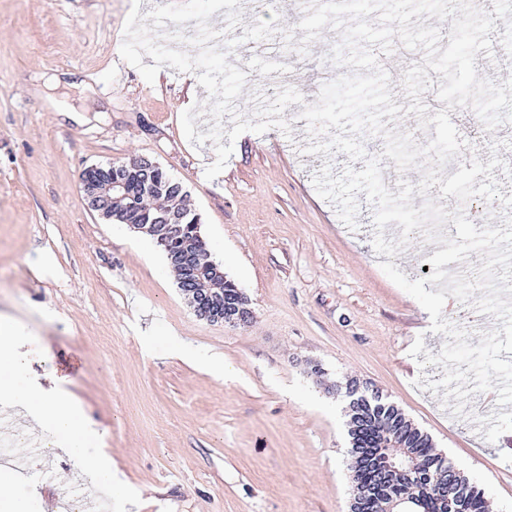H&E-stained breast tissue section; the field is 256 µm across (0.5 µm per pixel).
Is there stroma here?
I'll return each instance as SVG.
<instances>
[{"instance_id": "35a3bbf8", "label": "stroma", "mask_w": 512, "mask_h": 512, "mask_svg": "<svg viewBox=\"0 0 512 512\" xmlns=\"http://www.w3.org/2000/svg\"><path fill=\"white\" fill-rule=\"evenodd\" d=\"M131 2L0 0V316L19 326L28 379L68 376L99 433L94 448L124 473L139 512H348L351 380L427 433L483 489L486 512H512V410L484 409L477 393L458 417L418 386L444 370L420 366L410 347L420 337L439 354L445 335L431 333L429 314L383 272L372 206L360 201L358 226L348 228L313 186L323 164L337 175L364 167L340 152L306 151L300 112L318 98L332 28L304 41L308 0H277L260 14L242 8V44L228 57L247 74L238 113L253 117L255 97L285 86L303 102L284 112L290 132L245 133L209 181L213 142L188 141L181 126L196 75L167 66L151 85L120 56ZM274 14L273 36L243 40L245 27ZM49 96L77 118L48 111ZM135 158L181 184L212 259L249 300V323L197 317L155 243L88 210L82 172ZM175 336L233 374L175 355ZM7 421L19 438L0 450L12 483L0 512H65L74 484L89 505L115 512L111 486L85 480L18 415Z\"/></svg>"}]
</instances>
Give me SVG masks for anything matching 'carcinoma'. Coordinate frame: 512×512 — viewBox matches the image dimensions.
Listing matches in <instances>:
<instances>
[{
	"instance_id": "1",
	"label": "carcinoma",
	"mask_w": 512,
	"mask_h": 512,
	"mask_svg": "<svg viewBox=\"0 0 512 512\" xmlns=\"http://www.w3.org/2000/svg\"><path fill=\"white\" fill-rule=\"evenodd\" d=\"M97 168L112 172V178L124 185L125 201L138 203L139 210L150 215L156 213L155 209L144 207L147 186L156 182L162 189L163 206L180 213L185 225L201 223L199 214L184 205V195L178 190L179 183L166 169L159 167L145 174L130 165L112 168L108 164H99ZM177 248L176 244L171 246L165 256L178 272V288L187 298L192 289L207 283L210 271L201 257L191 266L180 265ZM348 416L350 455L353 458L351 470L357 475L358 483L350 512H374L375 500L381 495L407 498L403 507L409 512H485L483 493L471 482L456 487L436 482V478L452 474L455 466L434 453L431 438L378 393H365L349 402ZM392 440L406 446L420 462L411 488L393 473L389 474L387 482L381 481L386 456L393 453L385 443Z\"/></svg>"
}]
</instances>
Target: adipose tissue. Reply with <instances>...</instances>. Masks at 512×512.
<instances>
[{"instance_id": "adipose-tissue-1", "label": "adipose tissue", "mask_w": 512, "mask_h": 512, "mask_svg": "<svg viewBox=\"0 0 512 512\" xmlns=\"http://www.w3.org/2000/svg\"><path fill=\"white\" fill-rule=\"evenodd\" d=\"M16 331L15 323L0 318V400L20 406L25 417L36 423L42 432L64 439L67 452L83 474L94 478L108 477L113 490L121 492L123 481L113 468L111 458L103 455L90 458L86 455L90 435L84 427L79 407L65 387V379H57L55 389L50 392L35 388L24 394L18 393L15 380L24 372L27 358L10 344V338Z\"/></svg>"}]
</instances>
